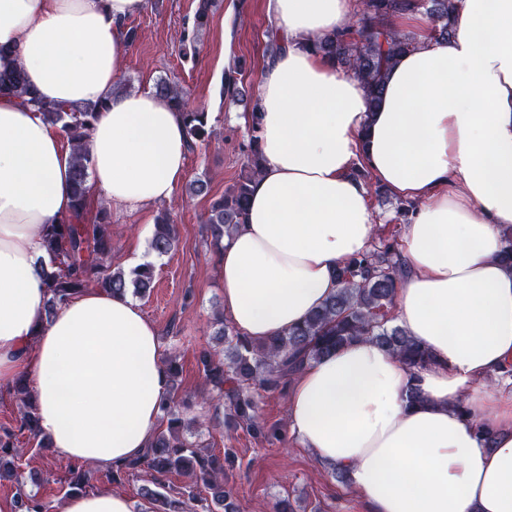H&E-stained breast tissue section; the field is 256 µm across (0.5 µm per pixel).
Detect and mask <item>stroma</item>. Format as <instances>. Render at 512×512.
I'll return each instance as SVG.
<instances>
[{
  "label": "stroma",
  "mask_w": 512,
  "mask_h": 512,
  "mask_svg": "<svg viewBox=\"0 0 512 512\" xmlns=\"http://www.w3.org/2000/svg\"><path fill=\"white\" fill-rule=\"evenodd\" d=\"M198 0H148L141 14L127 25L136 33L121 57L122 79L131 89H152L159 78L169 79L185 91L189 106L205 108L214 130L211 138L190 148L182 183L164 202L176 225L177 243L166 255L151 246L152 230L146 216L110 207L109 232L112 267L123 268L132 248H139L140 261L155 270L154 286L139 304L160 330L165 355L176 356L181 367L178 383L182 394L193 395L203 387L197 358L213 343L211 320L223 307L218 275V250L211 245L204 219L213 199L235 184L246 162L244 146L248 126L238 123L245 106L222 99L225 61L245 65L243 86L257 94V74L267 58L270 20L265 0H214L206 26L195 28ZM238 15L239 25L225 34L228 14ZM195 36L197 53L184 55L187 36ZM206 180L208 195L192 194L194 180ZM188 417L202 420V438L214 452L233 449L235 457L224 465V482L231 487L239 512H274L275 503L289 498L296 512H367L349 484L338 481L331 468L321 464L290 434L272 439L236 430L224 421L218 398L192 406ZM19 413L6 383L0 382V428L16 431L17 445L26 448L22 468L37 473L35 487L50 512H61L65 501L67 473L52 452H29L27 434L18 433Z\"/></svg>",
  "instance_id": "35a3bbf8"
}]
</instances>
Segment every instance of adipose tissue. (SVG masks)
Returning a JSON list of instances; mask_svg holds the SVG:
<instances>
[{
	"instance_id": "obj_1",
	"label": "adipose tissue",
	"mask_w": 512,
	"mask_h": 512,
	"mask_svg": "<svg viewBox=\"0 0 512 512\" xmlns=\"http://www.w3.org/2000/svg\"><path fill=\"white\" fill-rule=\"evenodd\" d=\"M455 33L394 18L414 51L388 71L377 109L362 83L312 49L357 0H266L281 49L258 72L262 173L226 237L224 315L262 342L336 293L338 267L368 251L376 218L358 170L414 202L399 240L407 270L395 321L433 357L412 372L370 341L306 365L288 428L345 470L371 512H512V0H454ZM146 0H0V46L44 102H107L90 127L87 203L144 212L171 199L189 146L150 91L117 92L126 21ZM73 154L36 108L0 95V381L33 379L58 458L102 467L142 454L168 391L156 324L127 296L88 287L49 323L44 225L72 213ZM424 400L409 402L411 387ZM489 430L492 443L481 432ZM63 512H151L122 493L68 497Z\"/></svg>"
}]
</instances>
